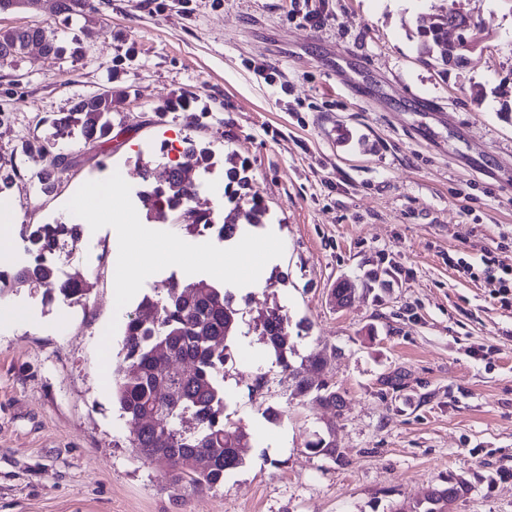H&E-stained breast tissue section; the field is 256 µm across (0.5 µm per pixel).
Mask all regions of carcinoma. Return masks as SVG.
I'll use <instances>...</instances> for the list:
<instances>
[{"label": "carcinoma", "instance_id": "obj_1", "mask_svg": "<svg viewBox=\"0 0 512 512\" xmlns=\"http://www.w3.org/2000/svg\"><path fill=\"white\" fill-rule=\"evenodd\" d=\"M59 23L68 29L84 21L80 33L68 40L59 37L58 28L34 25L26 28L0 29V62L15 63L31 46L60 59L78 60L82 56L80 35L90 36L104 29L97 18L99 7L94 0H57ZM483 28L474 24L458 32L461 49L456 52V67L468 63L481 39ZM420 57L432 60L448 73V22H435L416 29ZM128 97L125 88L110 85L81 95L69 109L50 119L51 136L27 139L22 152L35 166L39 191L53 193L62 172L44 163L48 155L59 163L68 155L56 148L59 140L77 139L85 147L112 140L119 125V105ZM197 97L183 93L164 103L165 112H183L194 126L203 125L206 109L196 110ZM188 153L196 167L205 172L216 163L207 146L188 139ZM143 183L150 187L142 197L146 220L152 224H181L191 235L210 229V214L197 209L189 201L193 184L186 181L182 170L160 164L141 163ZM248 165L231 161L224 168V196L235 204L246 223H264L265 205L248 197ZM246 202L247 208L241 207ZM80 227L71 222L28 224L25 241L35 254L33 264L15 270L11 284L43 289L49 300L74 301L86 295L79 280L62 282L57 269L42 261V255L53 252L61 241L78 240ZM355 291L350 281L339 283L331 297L339 307L346 306ZM239 309L235 296L224 288L200 281H177L164 296L145 295L127 318L123 351L125 367L116 378L115 396L128 421L134 426L132 448L144 462L168 476L175 486L193 491L218 490L224 487L225 474L241 466L252 448L247 433L225 420L224 362L228 341L234 336ZM261 336L275 361L294 384V392L322 407L340 410L344 398L326 380L311 377L324 364L323 352L317 351L296 366L289 359L288 318L276 307L258 315ZM312 454L324 455L337 462L342 452L336 445L318 436L306 445ZM463 479H448V486L431 488L420 512H443V509L468 492Z\"/></svg>", "mask_w": 512, "mask_h": 512}]
</instances>
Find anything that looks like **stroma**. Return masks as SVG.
<instances>
[{
  "instance_id": "obj_1",
  "label": "stroma",
  "mask_w": 512,
  "mask_h": 512,
  "mask_svg": "<svg viewBox=\"0 0 512 512\" xmlns=\"http://www.w3.org/2000/svg\"><path fill=\"white\" fill-rule=\"evenodd\" d=\"M448 0H104L106 30L78 61L27 50L0 65V164L21 223L50 224L85 182L156 161L190 137L248 161L249 193L282 257L265 284L234 288L240 309L224 364V413L252 440L222 489L194 494L129 446L131 425L97 348L110 320L111 371L124 365L128 312L113 303L118 238L67 256L87 290L47 302L39 288L0 296V512H416L449 477L469 490L450 512H512V309L450 256L495 247L512 267V0H458L483 24L462 69L420 60L416 28ZM274 69L278 84L261 73ZM127 87L124 134L71 144L56 192H39L22 140L81 94ZM193 93L204 125L160 113ZM359 288L345 308L329 293ZM288 317L293 361L331 349L322 375L342 411L293 398L256 317ZM281 416L269 421L264 411ZM329 436L337 462L306 449Z\"/></svg>"
}]
</instances>
